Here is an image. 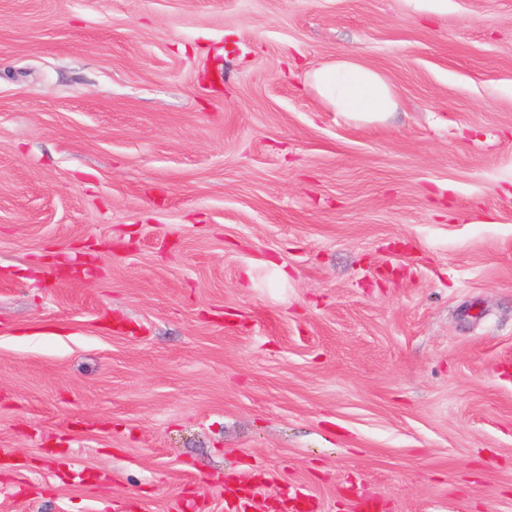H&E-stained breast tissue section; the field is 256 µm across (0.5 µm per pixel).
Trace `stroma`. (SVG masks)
<instances>
[{
    "label": "stroma",
    "mask_w": 512,
    "mask_h": 512,
    "mask_svg": "<svg viewBox=\"0 0 512 512\" xmlns=\"http://www.w3.org/2000/svg\"><path fill=\"white\" fill-rule=\"evenodd\" d=\"M228 481L512 512V0H0V512ZM306 82L332 110L355 118H381L397 107L390 81L349 55L315 66Z\"/></svg>",
    "instance_id": "obj_1"
}]
</instances>
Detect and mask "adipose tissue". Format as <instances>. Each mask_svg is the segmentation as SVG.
<instances>
[{"label": "adipose tissue", "mask_w": 512, "mask_h": 512, "mask_svg": "<svg viewBox=\"0 0 512 512\" xmlns=\"http://www.w3.org/2000/svg\"><path fill=\"white\" fill-rule=\"evenodd\" d=\"M306 82L332 110L356 118H381L397 106L390 81L349 55L315 66Z\"/></svg>", "instance_id": "ef3b65f1"}]
</instances>
